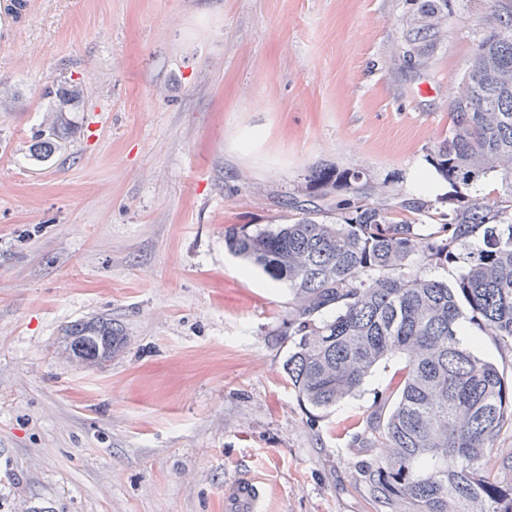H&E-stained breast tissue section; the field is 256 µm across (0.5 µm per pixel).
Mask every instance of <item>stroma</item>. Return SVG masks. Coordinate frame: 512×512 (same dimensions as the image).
<instances>
[{"label": "stroma", "instance_id": "35a3bbf8", "mask_svg": "<svg viewBox=\"0 0 512 512\" xmlns=\"http://www.w3.org/2000/svg\"><path fill=\"white\" fill-rule=\"evenodd\" d=\"M428 0H28L0 16V512H383L348 428L400 360L316 411L298 402L285 285L224 245L284 223L316 166L456 195L429 163L492 24L488 0L408 41ZM80 84L67 112L45 88ZM64 137L46 160L38 132ZM99 318L125 347L69 362ZM267 487L256 477H238L226 491L229 512H265Z\"/></svg>", "mask_w": 512, "mask_h": 512}]
</instances>
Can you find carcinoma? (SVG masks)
Instances as JSON below:
<instances>
[{"label":"carcinoma","instance_id":"1","mask_svg":"<svg viewBox=\"0 0 512 512\" xmlns=\"http://www.w3.org/2000/svg\"><path fill=\"white\" fill-rule=\"evenodd\" d=\"M447 22L448 0H435L413 36ZM81 94L79 85L46 89L49 111H67ZM449 115L448 138L429 161L459 193L452 210L325 167L309 181L343 197L326 207L290 201L286 223L230 227L224 245L291 292L283 368L304 406L331 408L382 362L403 361L352 424L350 447L377 451L359 465L376 503L389 512H512V481L488 469L497 433L512 425V380L462 341L472 324L512 348V11L476 46ZM57 137L36 140L33 156L50 157ZM499 171L502 192L477 193ZM450 265L451 283L435 275ZM124 339L110 322L76 324L69 356L100 364Z\"/></svg>","mask_w":512,"mask_h":512}]
</instances>
